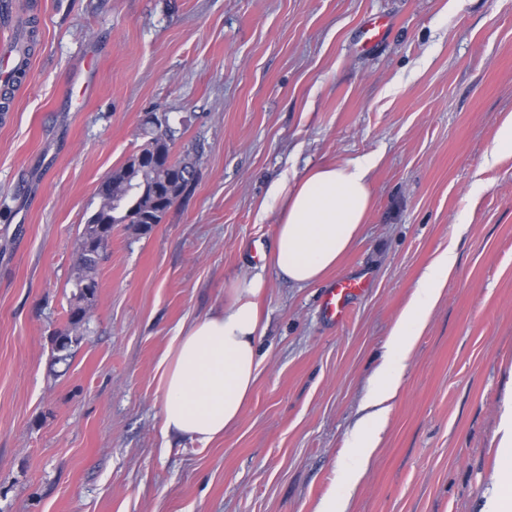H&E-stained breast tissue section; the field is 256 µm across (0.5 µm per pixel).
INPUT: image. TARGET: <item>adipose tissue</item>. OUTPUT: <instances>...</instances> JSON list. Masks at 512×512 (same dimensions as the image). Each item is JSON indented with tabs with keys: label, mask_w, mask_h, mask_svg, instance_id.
I'll return each instance as SVG.
<instances>
[{
	"label": "adipose tissue",
	"mask_w": 512,
	"mask_h": 512,
	"mask_svg": "<svg viewBox=\"0 0 512 512\" xmlns=\"http://www.w3.org/2000/svg\"><path fill=\"white\" fill-rule=\"evenodd\" d=\"M376 160L365 155L341 165L317 166L296 181L272 180L264 207L278 213L270 252L274 268L293 286L318 284L339 266L360 237L372 203L369 174ZM455 251L436 258L423 272L399 314L374 385L368 414L346 440L338 460L343 490L321 512H347L352 495L380 441L386 404L399 389L416 339L437 304ZM266 280L256 273L233 283L222 308L183 325L159 362L164 436L208 445L237 423L249 401L261 364L265 327L257 300ZM505 459L488 512H512V408L499 427Z\"/></svg>",
	"instance_id": "1"
}]
</instances>
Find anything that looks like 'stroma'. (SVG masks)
<instances>
[{"instance_id": "stroma-1", "label": "stroma", "mask_w": 512, "mask_h": 512, "mask_svg": "<svg viewBox=\"0 0 512 512\" xmlns=\"http://www.w3.org/2000/svg\"><path fill=\"white\" fill-rule=\"evenodd\" d=\"M27 84L0 114V512H315L429 263H458L418 337L350 512H483L512 398V0H16ZM385 23L366 43L365 22ZM184 126L197 177L163 221L117 225L71 358L79 233L98 187ZM364 155L373 205L337 271L262 263L268 181ZM262 272L266 359L208 445L162 434L179 328ZM363 283L344 323L322 300Z\"/></svg>"}]
</instances>
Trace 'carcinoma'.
<instances>
[{"instance_id":"cac0c4a2","label":"carcinoma","mask_w":512,"mask_h":512,"mask_svg":"<svg viewBox=\"0 0 512 512\" xmlns=\"http://www.w3.org/2000/svg\"><path fill=\"white\" fill-rule=\"evenodd\" d=\"M147 141L119 168L100 183L98 208L88 217L78 237L76 268L72 279L74 303L67 328L56 336L59 359L71 355L79 343L77 327L92 305L98 282L97 268L102 249L117 224L161 223L173 200L189 194L195 183V162L190 153L175 159L172 145L178 130L168 120L145 121Z\"/></svg>"}]
</instances>
